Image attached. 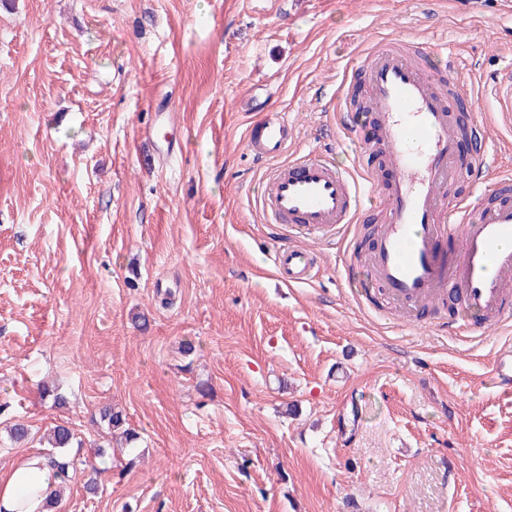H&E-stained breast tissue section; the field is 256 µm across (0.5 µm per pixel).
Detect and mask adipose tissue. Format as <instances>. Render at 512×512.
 I'll list each match as a JSON object with an SVG mask.
<instances>
[{
    "label": "adipose tissue",
    "instance_id": "obj_1",
    "mask_svg": "<svg viewBox=\"0 0 512 512\" xmlns=\"http://www.w3.org/2000/svg\"><path fill=\"white\" fill-rule=\"evenodd\" d=\"M59 484L43 455L28 454L9 473L0 475V512H46L45 504Z\"/></svg>",
    "mask_w": 512,
    "mask_h": 512
}]
</instances>
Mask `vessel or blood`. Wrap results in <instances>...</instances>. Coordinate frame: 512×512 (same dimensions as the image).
<instances>
[{"instance_id": "b4317fda", "label": "vessel or blood", "mask_w": 512, "mask_h": 512, "mask_svg": "<svg viewBox=\"0 0 512 512\" xmlns=\"http://www.w3.org/2000/svg\"><path fill=\"white\" fill-rule=\"evenodd\" d=\"M369 110L393 174L380 188L374 174L352 176L326 158L285 160L293 123L288 112L271 110L246 134L253 154L269 160L256 204L266 223L289 224L330 240L351 226L364 200L380 204L387 222L370 262L381 286L397 304L433 302L461 291L463 310L450 334L469 335L478 320L497 328L512 325V204L473 214L466 206L436 218L442 191L453 180L456 139L445 93L403 54L384 49L368 67ZM492 93L499 111L512 112V70L502 72ZM458 234L454 256L444 242ZM268 259L278 279L293 287L318 273L316 256L298 245L276 246Z\"/></svg>"}]
</instances>
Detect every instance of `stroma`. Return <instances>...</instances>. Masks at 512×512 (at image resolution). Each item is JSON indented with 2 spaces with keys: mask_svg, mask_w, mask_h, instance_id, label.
<instances>
[{
  "mask_svg": "<svg viewBox=\"0 0 512 512\" xmlns=\"http://www.w3.org/2000/svg\"><path fill=\"white\" fill-rule=\"evenodd\" d=\"M393 41L447 43L452 108L494 113L504 0L0 5V473L64 421L79 444L50 512H512V387L495 377L512 332L467 342L440 328L453 305L406 318L382 290L357 299L376 210L343 238L299 234L321 262L309 284L283 286L266 257L288 232L255 206L248 124L286 111L292 152L390 183L351 97ZM481 152L468 123L446 206L502 202Z\"/></svg>",
  "mask_w": 512,
  "mask_h": 512,
  "instance_id": "stroma-1",
  "label": "stroma"
}]
</instances>
